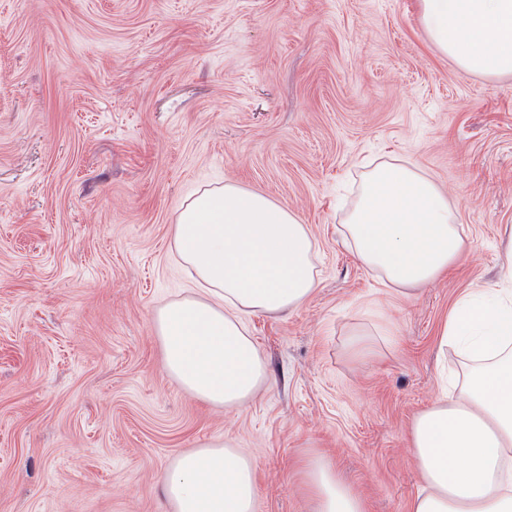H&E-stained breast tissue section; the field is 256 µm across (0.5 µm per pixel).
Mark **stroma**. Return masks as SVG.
Returning a JSON list of instances; mask_svg holds the SVG:
<instances>
[{"label":"stroma","instance_id":"stroma-1","mask_svg":"<svg viewBox=\"0 0 512 512\" xmlns=\"http://www.w3.org/2000/svg\"><path fill=\"white\" fill-rule=\"evenodd\" d=\"M385 163L441 185L468 241L407 296L341 234ZM228 180L291 208L320 272L246 316L269 377L240 410L182 391L154 331L197 292L177 217ZM508 225L512 75L440 54L419 0H0V512H172L162 471L210 440L253 461L256 512H310L315 453L366 512H410V425L461 369L439 331L498 287Z\"/></svg>","mask_w":512,"mask_h":512}]
</instances>
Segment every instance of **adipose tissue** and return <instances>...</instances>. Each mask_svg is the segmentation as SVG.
Instances as JSON below:
<instances>
[{
	"mask_svg": "<svg viewBox=\"0 0 512 512\" xmlns=\"http://www.w3.org/2000/svg\"><path fill=\"white\" fill-rule=\"evenodd\" d=\"M433 46L463 69L512 75V0H420ZM177 255L200 296L160 307L167 373L198 400L246 406L267 368L245 315L279 316L317 286L316 241L295 212L234 182L203 191L174 226ZM343 233L391 291L436 281L467 249L446 194L410 166L365 173ZM463 373L418 414L410 448L423 480L411 512H512V265L503 285L461 296L441 330ZM311 512H365L361 494L320 456L303 464ZM162 492L173 512H254L256 470L213 441L175 459Z\"/></svg>",
	"mask_w": 512,
	"mask_h": 512,
	"instance_id": "adipose-tissue-1",
	"label": "adipose tissue"
}]
</instances>
